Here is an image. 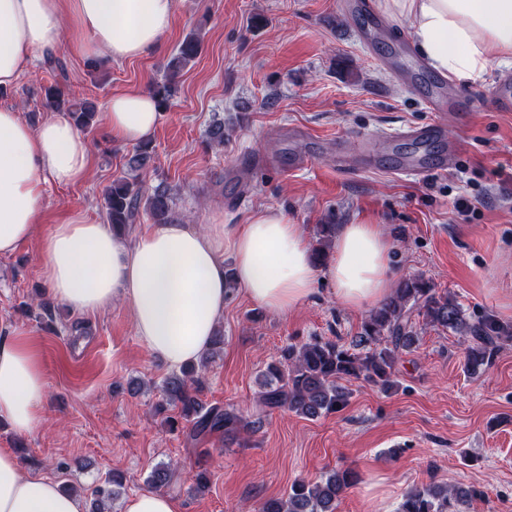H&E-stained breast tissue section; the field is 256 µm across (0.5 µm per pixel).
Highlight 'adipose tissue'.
Masks as SVG:
<instances>
[{"instance_id": "adipose-tissue-1", "label": "adipose tissue", "mask_w": 512, "mask_h": 512, "mask_svg": "<svg viewBox=\"0 0 512 512\" xmlns=\"http://www.w3.org/2000/svg\"><path fill=\"white\" fill-rule=\"evenodd\" d=\"M382 8L406 23L419 53L454 81L474 82L492 64L512 63V0H383ZM174 12L175 0H0V86H13L36 55L66 44L63 16L79 33L74 51L118 62L152 52ZM158 121L148 93H119L107 104L114 142L147 139ZM90 165L89 150L66 114L34 127L16 108L0 107V256L35 235L46 184H73ZM394 249L382 225L344 224L331 262L321 268L302 225L274 208L243 224L202 230L174 218L132 239L75 212L45 238L41 275L49 294L77 313L127 303L150 353L178 369L210 347L224 320L228 276L277 315L304 303L321 278L333 285L341 306L361 311L390 295ZM47 394L28 338L14 331L0 335V420L16 434L32 433L43 423ZM0 512H86V504L56 481L23 473L14 451L0 448Z\"/></svg>"}]
</instances>
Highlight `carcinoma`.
Here are the masks:
<instances>
[{"label": "carcinoma", "instance_id": "cac0c4a2", "mask_svg": "<svg viewBox=\"0 0 512 512\" xmlns=\"http://www.w3.org/2000/svg\"><path fill=\"white\" fill-rule=\"evenodd\" d=\"M199 35L192 31L173 54L169 70L177 74L200 51ZM158 109L170 105L172 87L166 81H156L150 88ZM47 106L65 110L75 125L84 130L94 126L96 110L88 101L74 102L59 89L45 91ZM153 144L147 140L136 147L127 161L128 172L144 168L152 159ZM145 209L157 224L170 218L172 199L167 189L157 186L148 193L137 178H120L112 183L104 195L106 218L112 232L123 235L135 223L140 209ZM336 231L333 224L319 225L318 247L314 254L319 262L327 258L329 244ZM441 330L461 334L467 342L466 364L472 374L492 365L500 344L512 339V327L505 326L491 315L469 320L457 301L445 292H439L422 277L402 280L390 296L362 322L360 332L346 347L339 337L332 339L315 336L300 345H288L267 363L261 374L260 393L255 401L254 419L250 420L233 408L207 407L200 402L195 366L182 368L181 374H172L162 383V400L155 406L158 414L174 407L179 416L190 423L189 437L196 440L214 432L234 439L240 431L254 432L262 416L276 408L287 409L308 419L319 418L346 404L349 391L343 382L361 380L382 392L398 387L397 365L419 341L412 316ZM173 477L171 464L155 467L148 481L160 488L169 485ZM124 477L112 472L104 485L95 490V512H104L110 497L119 495ZM359 477L350 468L332 470L315 482L296 481L282 498L265 501L259 512H336V501L354 486ZM481 494L474 487H461L431 482L408 489L398 512H467L469 501Z\"/></svg>", "mask_w": 512, "mask_h": 512}]
</instances>
